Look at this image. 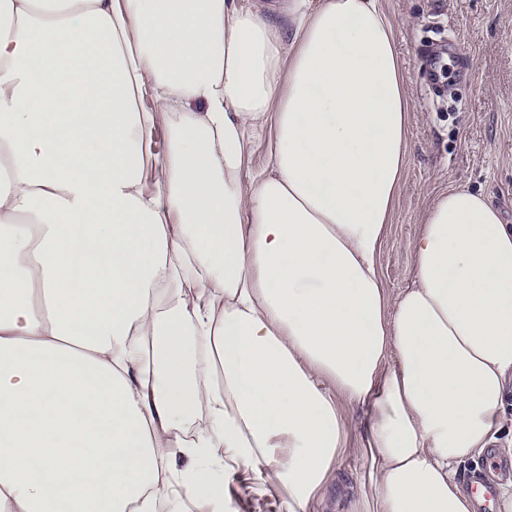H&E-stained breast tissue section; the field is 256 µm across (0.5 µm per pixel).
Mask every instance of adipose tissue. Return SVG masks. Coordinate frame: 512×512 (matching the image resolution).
I'll return each mask as SVG.
<instances>
[{
    "instance_id": "adipose-tissue-1",
    "label": "adipose tissue",
    "mask_w": 512,
    "mask_h": 512,
    "mask_svg": "<svg viewBox=\"0 0 512 512\" xmlns=\"http://www.w3.org/2000/svg\"><path fill=\"white\" fill-rule=\"evenodd\" d=\"M409 112L382 0H0V512H238L237 468L309 512L348 407L358 512H475L512 226L438 196L387 292ZM348 448H359L366 432V418L362 410L350 408L345 414Z\"/></svg>"
}]
</instances>
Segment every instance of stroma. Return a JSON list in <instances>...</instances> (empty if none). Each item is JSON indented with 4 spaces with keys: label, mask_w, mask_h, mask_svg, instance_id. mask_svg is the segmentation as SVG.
<instances>
[{
    "label": "stroma",
    "mask_w": 512,
    "mask_h": 512,
    "mask_svg": "<svg viewBox=\"0 0 512 512\" xmlns=\"http://www.w3.org/2000/svg\"><path fill=\"white\" fill-rule=\"evenodd\" d=\"M395 21V41L410 100L408 155L392 222L380 257L390 293L413 282L411 253L432 200L465 186L485 195L512 225V0H382ZM446 38L451 61L448 92L427 90L419 46ZM348 454L341 457L312 512H350L364 486L366 459L356 455L366 432L365 414H345ZM224 497L240 512H280L279 502L259 495L251 471L224 480Z\"/></svg>",
    "instance_id": "stroma-1"
}]
</instances>
